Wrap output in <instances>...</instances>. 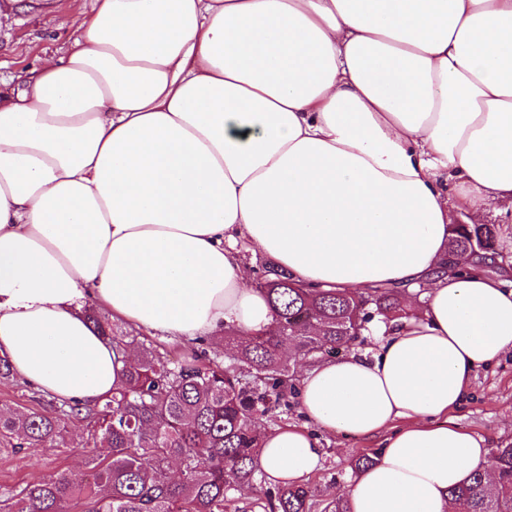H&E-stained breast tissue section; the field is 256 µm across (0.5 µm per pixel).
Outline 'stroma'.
<instances>
[{
  "label": "stroma",
  "instance_id": "obj_1",
  "mask_svg": "<svg viewBox=\"0 0 512 512\" xmlns=\"http://www.w3.org/2000/svg\"><path fill=\"white\" fill-rule=\"evenodd\" d=\"M91 0H64L60 9L37 15L23 14L0 29V90L17 86V76L45 57L62 52L68 41L70 18L89 10ZM463 427L482 436L488 448L512 443V352L492 365L479 368L469 395L456 412ZM322 450L321 466L305 476L312 491L311 512H322L333 499L344 498L355 461L379 451V439L348 438L336 430L313 426ZM84 422L73 420L54 447L17 450L0 440V492L66 475L81 481L89 452Z\"/></svg>",
  "mask_w": 512,
  "mask_h": 512
}]
</instances>
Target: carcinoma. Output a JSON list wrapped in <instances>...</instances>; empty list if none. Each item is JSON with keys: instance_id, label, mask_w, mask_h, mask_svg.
<instances>
[{"instance_id": "obj_1", "label": "carcinoma", "mask_w": 512, "mask_h": 512, "mask_svg": "<svg viewBox=\"0 0 512 512\" xmlns=\"http://www.w3.org/2000/svg\"><path fill=\"white\" fill-rule=\"evenodd\" d=\"M500 227L452 225L453 240L464 249L486 237L497 255ZM257 287L274 311L273 325L242 342L231 329L225 343L237 347L226 365L203 349L189 361L171 362L151 344L112 335L109 320L93 310L92 327L118 348L137 346L120 387L92 407L47 401L50 411L19 415L0 409V437L19 447L48 448L62 438L67 421L87 424L105 457L87 455L91 478L82 486L59 476L20 491L0 494L4 512H224L228 487L255 482L261 473L260 422L271 421V402L294 389V371L282 355L289 344L307 361L347 351L372 319L369 307L385 319L403 317V291L379 285L372 292L302 288L288 271L268 262ZM495 482L476 470L470 482L449 492L455 512H512V444L492 452ZM264 512H310L305 484L264 492Z\"/></svg>"}]
</instances>
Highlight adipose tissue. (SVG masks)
<instances>
[{
    "instance_id": "ef3b65f1",
    "label": "adipose tissue",
    "mask_w": 512,
    "mask_h": 512,
    "mask_svg": "<svg viewBox=\"0 0 512 512\" xmlns=\"http://www.w3.org/2000/svg\"><path fill=\"white\" fill-rule=\"evenodd\" d=\"M512 223V0H95L68 48L0 94V356L93 404L125 357L109 319L190 341L269 328L257 250L302 285L428 284L375 353L306 366L317 425L382 436L351 512H454L490 470L453 410L512 351V288L444 275L453 210ZM321 464L306 427L263 437L268 478Z\"/></svg>"
}]
</instances>
